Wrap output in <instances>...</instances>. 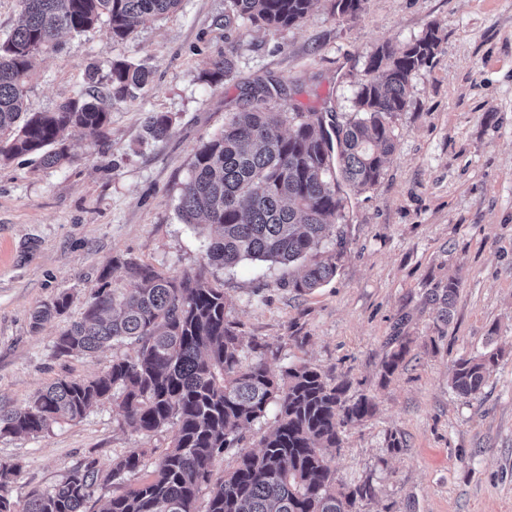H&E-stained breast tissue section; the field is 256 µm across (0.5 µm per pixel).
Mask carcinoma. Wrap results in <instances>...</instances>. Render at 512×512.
<instances>
[{"mask_svg":"<svg viewBox=\"0 0 512 512\" xmlns=\"http://www.w3.org/2000/svg\"><path fill=\"white\" fill-rule=\"evenodd\" d=\"M318 0H230L231 16L268 28L300 24ZM364 0H331L340 18L353 17ZM180 0H23L20 24L0 41V164L35 155L47 167L69 159L72 132L102 134L112 105L147 87L151 74L117 60L103 75L89 72L90 86L53 112L25 111L33 60L53 49L63 33L80 34L107 18L112 37L124 40L149 16L177 9ZM442 38L429 24L400 49L375 45L343 123L322 112L292 118L271 106L288 96L275 80L258 81L248 92L250 106L229 112L224 129L194 153L190 177L178 205L186 224L213 229L206 264L225 269L245 260L284 266L299 263L296 290L310 291L332 280L345 248L347 191L374 185L395 147L391 117L405 111L412 76L429 66ZM232 59L219 51L207 75L231 74ZM172 118L155 112L148 134L167 135ZM129 282L113 288L108 275L85 302L80 320L58 336L59 356L91 354L105 346H130L90 379L61 377L35 393L23 408L0 404V435L36 437L54 423L77 421L95 405L113 408L135 432L148 436L174 430L172 446L153 462L147 450L131 448L105 473L86 458L60 483L31 492L14 510L11 485L18 465L0 461V512H86L97 489L152 465L138 486L113 496L101 512H359L358 501L375 496L369 483L348 487L336 478L329 449L342 446L341 430L371 417L373 401L344 398L345 387H330L316 367L301 363L273 375L259 360L243 364L242 336L224 317V289L201 271L166 276L130 262ZM460 281L448 278L437 320L448 324ZM72 296L62 292L38 308L35 325L62 314ZM408 353L397 345L383 362L393 375ZM487 348L455 361L451 387L463 397L480 393L489 370L502 359ZM276 406L272 426L257 452L242 450L232 471L212 482L215 457L244 440L243 432Z\"/></svg>","mask_w":512,"mask_h":512,"instance_id":"cac0c4a2","label":"carcinoma"}]
</instances>
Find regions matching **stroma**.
<instances>
[{
	"mask_svg": "<svg viewBox=\"0 0 512 512\" xmlns=\"http://www.w3.org/2000/svg\"><path fill=\"white\" fill-rule=\"evenodd\" d=\"M227 5L181 0L126 40L102 20L38 58L31 112L76 97L91 64L104 71L128 60L153 82L113 106L105 135L72 134L65 165L31 156L0 165V402L25 406L59 377L87 379L111 364L112 348L69 357L53 349L101 274L119 287L129 260L165 275L202 268L224 290L244 363L264 359L278 375L306 362L327 384H344L346 399L375 403L371 418L344 428L331 462L342 483L374 487L359 512H512V0H365L341 19L320 0L302 23L277 30L226 22ZM430 23L441 51L412 77L378 183L349 195L335 277L300 293L278 265L203 268L209 231L183 223L178 204L195 151L246 104L247 89L276 79L290 88L278 110L345 121L371 47L404 46ZM220 50L235 67L213 82L206 72ZM152 112L173 118L165 139L145 132ZM452 275L460 288L444 325L429 293ZM63 292L69 309L33 326V312ZM398 334L410 351L386 379ZM489 341L503 358L480 394L459 397L448 382L455 360ZM392 434L399 449L387 446ZM173 435H141L105 402L36 437L1 435L0 460L21 466L12 487L20 504L84 458L105 471L130 448L155 459Z\"/></svg>",
	"mask_w": 512,
	"mask_h": 512,
	"instance_id": "1",
	"label": "stroma"
}]
</instances>
